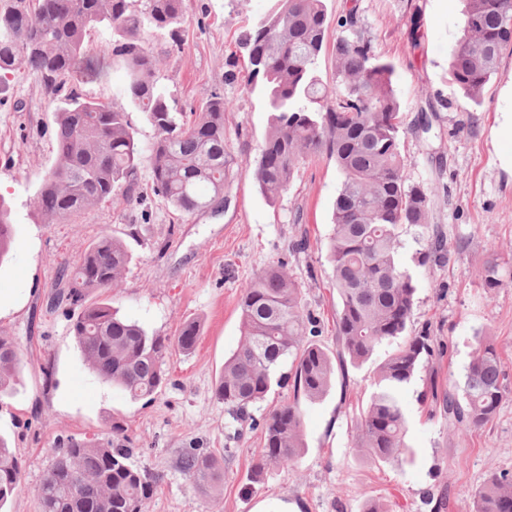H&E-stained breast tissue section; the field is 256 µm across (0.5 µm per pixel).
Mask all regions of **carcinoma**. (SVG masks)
I'll list each match as a JSON object with an SVG mask.
<instances>
[{
    "label": "carcinoma",
    "mask_w": 512,
    "mask_h": 512,
    "mask_svg": "<svg viewBox=\"0 0 512 512\" xmlns=\"http://www.w3.org/2000/svg\"><path fill=\"white\" fill-rule=\"evenodd\" d=\"M183 0H0V72L18 66L37 74L53 105L56 157L44 172L33 208L51 221H69L86 208L107 202L141 208L148 219L138 172L149 162L152 196L193 215L214 206L238 158L227 146L224 113L232 101L215 92L195 112L170 103L159 83L160 59L145 35L168 37L181 49ZM329 23L327 0H270L268 11L244 35L248 49L243 91L258 92L269 112L264 138L253 159L260 194L276 202L300 164L325 155L334 160L340 184L333 206L328 255L339 310L331 353L316 337L320 322L301 302L300 289L272 263L241 286L242 340L224 360L215 385L235 421L265 401L273 387L291 385L293 401L262 421L263 448L251 465L259 484L272 464L295 465L304 447L299 400L316 401L331 390L336 370L360 367L383 355L375 391L355 419L357 445L374 464L399 460L406 452L403 389L435 353V337L411 334L417 269L432 256L446 257L443 240L430 236V200L423 186L408 183L404 141L409 133L393 86V67L376 53L356 14L336 20V88L316 74ZM105 27L112 40L96 49L88 32ZM280 33L269 40V31ZM512 51V0H464L461 35L448 56V74L473 102ZM119 69L116 102L107 104L67 89L102 81ZM124 99L154 129L148 153L138 142ZM413 227L414 241L428 248L399 260L401 229ZM14 241L12 208L0 195V263ZM132 255L126 243L102 236L60 277L68 289L56 294L54 309L71 307V333L91 369L136 402L167 382L172 350L191 351L200 325L183 323L175 336L148 332L121 315L112 302H87L91 292L110 293L122 281ZM486 286L512 284V270L494 258L484 268ZM21 352L0 337V398L17 385ZM288 371H283L284 366ZM501 362L493 343L483 342L463 386L432 391L440 411L473 430L496 415L504 398ZM132 450L121 425L112 438L63 440L37 491L41 512H146L157 478L130 462ZM196 490L222 512L224 467L197 448L179 457ZM22 462L0 439V509L20 486ZM472 512H512V475L501 472L476 492Z\"/></svg>",
    "instance_id": "1"
}]
</instances>
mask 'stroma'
Masks as SVG:
<instances>
[{
    "instance_id": "1",
    "label": "stroma",
    "mask_w": 512,
    "mask_h": 512,
    "mask_svg": "<svg viewBox=\"0 0 512 512\" xmlns=\"http://www.w3.org/2000/svg\"><path fill=\"white\" fill-rule=\"evenodd\" d=\"M268 0H184V45L169 53L166 37L147 34L159 55L160 79L179 106L199 107L215 91L233 106L224 115L228 145L240 159L224 187L225 205L190 216L148 199L140 212L107 203L76 220L45 222L31 205L55 159L53 114L35 74L9 75L0 98V194L10 202L14 244L0 263V336L19 344L20 380L0 403V436L23 466L19 492L6 512H41L37 489L57 439L107 438L125 427L132 460L158 477L147 512H210L182 472L183 449L201 448L224 465L223 512H362L375 500L386 512H470L490 476L512 472V286L487 288L482 272L492 258L512 260V173L498 157L512 153L503 123L512 114V53H504L479 103L448 80V51L463 0H329L332 16L356 12L377 53L394 66V86L406 126L421 110L434 114L428 134H408L405 175L424 185L428 222L448 247L447 258L419 276L413 332L436 336L442 347L401 393L411 460L374 465L354 442V420L374 390V363L349 368L330 392L302 401L304 446L294 467L270 466L260 485L249 481L263 446L260 430L233 422L214 386L224 359L242 338L239 287L262 268L284 261L306 309L321 322L320 343L335 350L337 297L327 257L333 203L340 179L325 156L303 164L276 204L258 192L252 160L269 114L262 99L242 91L244 31ZM141 224L140 238L129 227ZM123 238L132 261L112 304L147 330L175 335L198 321L194 350L173 351L168 382L137 402L90 368L63 311L47 307L57 272L75 262L99 236ZM308 237L307 253L292 240ZM501 359L507 394L493 420L473 430L445 417L433 389L463 384L481 342ZM52 378H45L44 367Z\"/></svg>"
}]
</instances>
